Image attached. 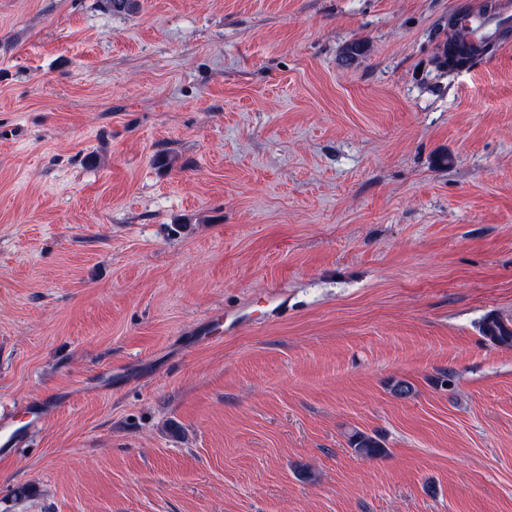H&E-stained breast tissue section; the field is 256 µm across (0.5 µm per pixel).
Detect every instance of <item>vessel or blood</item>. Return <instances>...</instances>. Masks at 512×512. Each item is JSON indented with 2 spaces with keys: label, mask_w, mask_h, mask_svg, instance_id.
<instances>
[{
  "label": "vessel or blood",
  "mask_w": 512,
  "mask_h": 512,
  "mask_svg": "<svg viewBox=\"0 0 512 512\" xmlns=\"http://www.w3.org/2000/svg\"><path fill=\"white\" fill-rule=\"evenodd\" d=\"M477 55L484 57L512 43V0H466L451 20ZM53 403L31 404L21 414L0 415V453L22 447L53 410Z\"/></svg>",
  "instance_id": "1"
}]
</instances>
